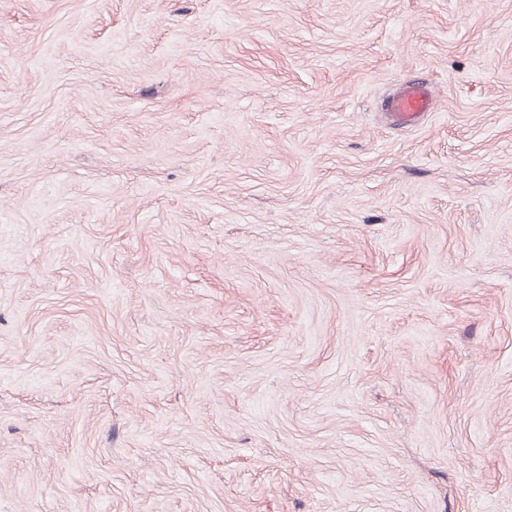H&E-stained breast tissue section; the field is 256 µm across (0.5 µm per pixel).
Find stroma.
Masks as SVG:
<instances>
[{"label": "stroma", "instance_id": "35a3bbf8", "mask_svg": "<svg viewBox=\"0 0 512 512\" xmlns=\"http://www.w3.org/2000/svg\"><path fill=\"white\" fill-rule=\"evenodd\" d=\"M0 512H512V0H0ZM431 108L432 92L418 82L404 84L390 102V112L401 124L413 121L418 113L429 112Z\"/></svg>", "mask_w": 512, "mask_h": 512}]
</instances>
